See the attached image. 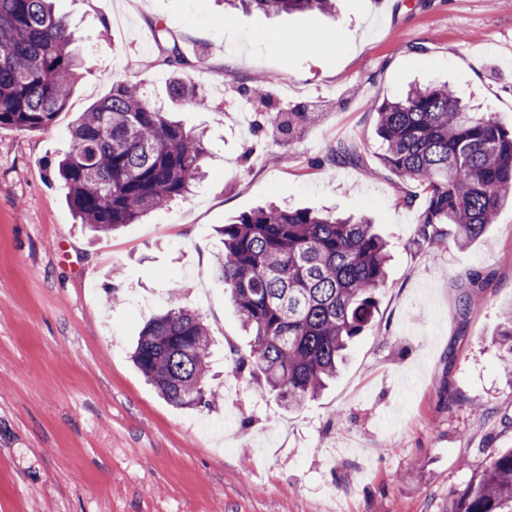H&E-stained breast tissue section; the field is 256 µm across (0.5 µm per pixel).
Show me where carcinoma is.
I'll return each mask as SVG.
<instances>
[{
    "label": "carcinoma",
    "instance_id": "cac0c4a2",
    "mask_svg": "<svg viewBox=\"0 0 512 512\" xmlns=\"http://www.w3.org/2000/svg\"><path fill=\"white\" fill-rule=\"evenodd\" d=\"M266 14L330 13L335 0H246ZM74 32L52 0H0V128L46 130L68 103L82 61ZM172 68L169 98L210 107L207 94L185 81L178 47L163 58ZM383 143L380 162L407 188L399 203L423 196L418 238L442 240L443 225L464 248L482 238L499 208L512 202V131L494 112H471L452 88L413 87L375 107ZM73 148L55 175L91 231L109 233L185 197L200 178L203 133L185 130L144 88L123 81L70 125ZM336 164L363 162L338 145ZM216 270L229 288L249 351H236L234 370H248L284 408L297 410L334 377L349 344L373 318L383 287L388 244L375 225L311 208L276 204L241 215L220 229ZM496 337L512 368V307ZM212 339L201 315L184 307L149 320L132 353L142 374L170 403L211 409L221 398L206 387ZM512 509V450L490 455L450 512Z\"/></svg>",
    "mask_w": 512,
    "mask_h": 512
}]
</instances>
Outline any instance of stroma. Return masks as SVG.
Listing matches in <instances>:
<instances>
[{
    "label": "stroma",
    "instance_id": "obj_1",
    "mask_svg": "<svg viewBox=\"0 0 512 512\" xmlns=\"http://www.w3.org/2000/svg\"><path fill=\"white\" fill-rule=\"evenodd\" d=\"M125 2L54 0L82 76L49 129H0V512H449L488 455L512 449V373L493 343L512 306V206L466 248L417 241L422 205L397 203L371 104L447 84L511 127L512 0L280 15L142 0L115 22ZM157 25L210 99L175 114L206 135L205 177L95 236L52 171L113 82L168 103ZM339 143L364 163L329 162ZM271 201L367 215L391 254L371 324L297 411L232 373L228 346L248 340L215 269L219 227ZM468 272L481 287L462 288ZM178 306L214 341L209 411L168 403L131 360L144 323Z\"/></svg>",
    "mask_w": 512,
    "mask_h": 512
}]
</instances>
